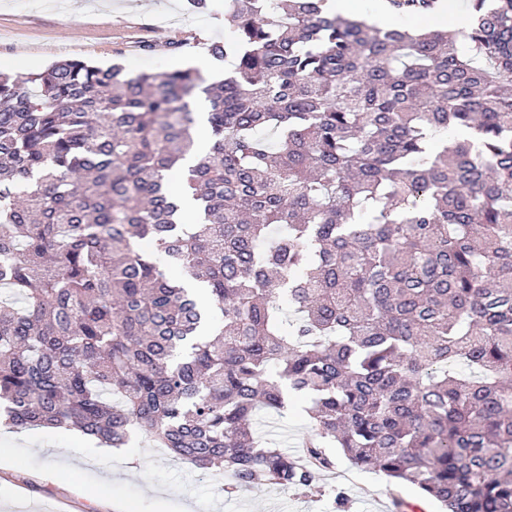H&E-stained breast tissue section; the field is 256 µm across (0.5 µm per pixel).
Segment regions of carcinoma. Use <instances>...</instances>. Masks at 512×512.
<instances>
[{
  "mask_svg": "<svg viewBox=\"0 0 512 512\" xmlns=\"http://www.w3.org/2000/svg\"><path fill=\"white\" fill-rule=\"evenodd\" d=\"M471 7L459 45L228 0L220 82L0 73L3 424L138 432L230 491L307 487L340 452L512 512V0ZM291 397L302 461L252 429Z\"/></svg>",
  "mask_w": 512,
  "mask_h": 512,
  "instance_id": "1",
  "label": "carcinoma"
}]
</instances>
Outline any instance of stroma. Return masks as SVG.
<instances>
[{"label":"stroma","mask_w":512,"mask_h":512,"mask_svg":"<svg viewBox=\"0 0 512 512\" xmlns=\"http://www.w3.org/2000/svg\"><path fill=\"white\" fill-rule=\"evenodd\" d=\"M230 34L225 0H208L201 12L187 0H101L95 14L80 0H0V71H42L67 59L116 61L132 75L170 71L197 63L201 39ZM174 42L180 48L172 53ZM303 406L296 398L287 417L259 415L261 430L295 456L309 432ZM0 448L11 454L8 470L0 469V512H395L387 478L341 455L309 487L259 485L228 494L223 475L202 473L138 435L127 446L132 469L125 456L61 429L0 424Z\"/></svg>","instance_id":"1"}]
</instances>
